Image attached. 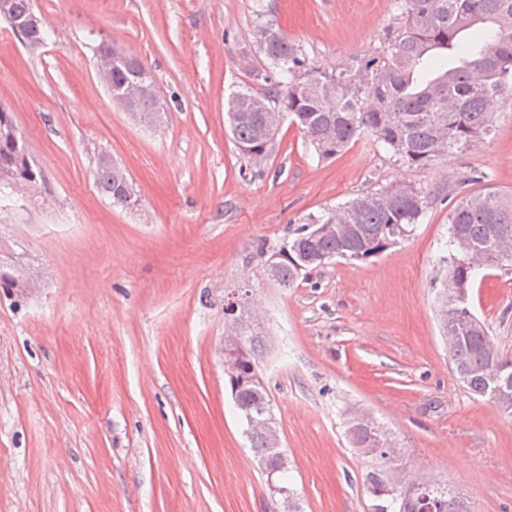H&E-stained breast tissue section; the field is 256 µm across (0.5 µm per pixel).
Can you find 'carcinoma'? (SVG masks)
<instances>
[{"mask_svg":"<svg viewBox=\"0 0 512 512\" xmlns=\"http://www.w3.org/2000/svg\"><path fill=\"white\" fill-rule=\"evenodd\" d=\"M402 24L388 33V53L372 58L355 70L299 81L297 73L306 59L273 25L260 27L259 49L279 79L265 92L249 89L236 93L234 119L227 120L232 139L247 159L270 153L275 133L266 127V114L279 109L292 116L300 132L321 159L343 153L363 134L390 149L397 160L425 165L441 156L434 141L443 129L448 152L463 151L493 130L496 105L512 79V0H395ZM32 11L31 0H9L7 22L24 21ZM486 25L485 43L474 50L462 43L461 34ZM459 56V65L448 66L444 54ZM124 62L112 69V89L122 87L134 73H149L138 60L112 47ZM16 127L11 113L0 109V175L17 178L36 175L25 141L10 133ZM99 191L114 207L129 203L117 184L114 167L96 169ZM389 188L368 193L336 208L323 223L336 225V233L313 238L307 226L279 250L276 281L288 288L303 271L335 258L366 261L392 247L389 235L396 229L410 233L423 213L420 192L412 186L403 195L384 194ZM448 224L468 245L482 254L484 267H512V193L495 190L463 197L448 215ZM474 269L458 257L448 272L444 291L448 306L466 318L474 316L468 287ZM26 272L15 262L0 259V288L23 287ZM448 354L455 371L470 393L486 397L496 376L512 377V356L491 344L483 326L466 329L455 321L442 324ZM254 360L241 364L230 389L238 390L237 407L245 417L272 418L266 388L244 383ZM348 434L357 450L369 448L383 436L372 420L348 419ZM259 460L277 474L283 464L280 452L266 447L262 434L250 436ZM378 466L367 475V490L377 503L372 512H471L448 485L427 481L423 495L410 494L391 481V472L402 460L396 442L373 456Z\"/></svg>","mask_w":512,"mask_h":512,"instance_id":"carcinoma-1","label":"carcinoma"}]
</instances>
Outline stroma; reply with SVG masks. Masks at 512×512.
Wrapping results in <instances>:
<instances>
[{"label": "stroma", "mask_w": 512, "mask_h": 512, "mask_svg": "<svg viewBox=\"0 0 512 512\" xmlns=\"http://www.w3.org/2000/svg\"><path fill=\"white\" fill-rule=\"evenodd\" d=\"M32 5L66 37L33 49L0 19V107L42 175L36 197L0 193V240L37 280L0 288V512H281L224 374L236 288L249 291L241 319L261 341L299 512H370L373 463L345 434L354 407L398 441L407 469L425 463L472 512H512V415L458 380L438 315L450 210L473 192L512 193V91L491 136L425 166L367 135L322 161L287 120L255 166L225 104L266 87L258 26L299 46L304 81L384 57L393 0ZM103 41L152 73L160 127L113 101L95 67ZM104 153L135 181V205L99 192ZM394 183L423 200L406 240L288 288L268 277L266 256L297 228ZM469 304L512 354V270L481 271Z\"/></svg>", "instance_id": "1"}]
</instances>
